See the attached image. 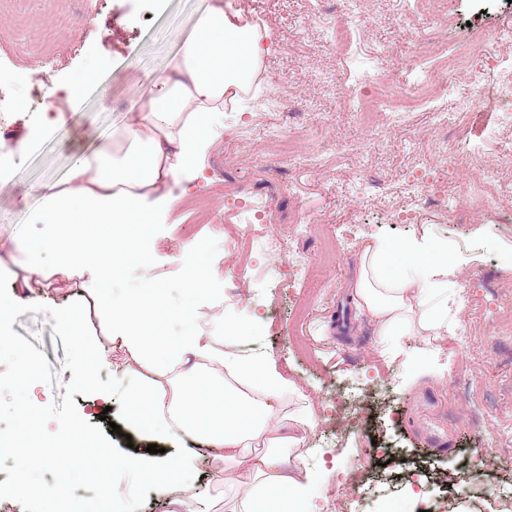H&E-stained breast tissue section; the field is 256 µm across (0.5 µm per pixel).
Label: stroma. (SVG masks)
Instances as JSON below:
<instances>
[{
	"label": "stroma",
	"instance_id": "35a3bbf8",
	"mask_svg": "<svg viewBox=\"0 0 512 512\" xmlns=\"http://www.w3.org/2000/svg\"><path fill=\"white\" fill-rule=\"evenodd\" d=\"M207 0H26L24 12L0 7V91L10 104L0 139L14 145L32 137L48 100L67 115L65 125L37 140L25 161L6 160L11 180L0 189V262L21 272L28 238L43 264L54 251L33 222L47 184L62 180L75 155L107 139L137 104L141 87L166 73L170 59ZM406 0H373L348 9L342 0L321 11L319 0H224L239 20L257 18L265 52L259 77L238 101L224 105V126L204 159V176L189 185L179 207L161 212L147 243L148 263H132L112 285L117 298L135 295L150 279L163 282L170 307L185 300L182 255L203 253L219 270L200 311L223 309L228 322L251 326L228 336L205 317L201 329L224 339L245 358L271 356L279 371L314 399L306 463L318 471L321 494L311 512H512V438L489 444L487 419H474L472 402L456 389L471 383L490 411L512 419V176L498 186L499 204L464 221L405 201L408 181L426 176L430 190L454 187L468 196L476 180L459 157L494 154L505 144L495 131L505 110L493 87L500 49L478 45L474 62L485 74L478 106L462 114L454 100L440 113L419 110L389 121L386 132L365 128L361 113L344 106L362 73L384 67L400 87L408 58L427 47L469 37L474 26L512 27V0H439L447 25L405 20ZM352 12L362 30L355 54L337 55L336 19ZM98 79L80 85L89 68ZM288 92L297 113L267 110L273 92ZM294 139L297 158L268 150L274 139ZM242 202L269 204L266 231L279 242H255L249 225L215 232L211 212L224 190ZM418 211L410 224L395 221L402 205ZM429 237L448 244V286L470 291L472 304L451 303L448 333L427 350L415 336L391 352L351 297L364 241L400 243ZM311 258L306 279L290 282L288 254ZM48 314L20 315L14 331L42 351L54 385L35 384L40 406L62 397L72 378L62 342ZM468 333V348L454 339ZM359 406L357 426L347 424ZM387 447L389 461L368 458ZM487 448L483 460L473 449Z\"/></svg>",
	"mask_w": 512,
	"mask_h": 512
}]
</instances>
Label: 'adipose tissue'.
I'll return each mask as SVG.
<instances>
[{
  "instance_id": "obj_1",
  "label": "adipose tissue",
  "mask_w": 512,
  "mask_h": 512,
  "mask_svg": "<svg viewBox=\"0 0 512 512\" xmlns=\"http://www.w3.org/2000/svg\"><path fill=\"white\" fill-rule=\"evenodd\" d=\"M263 54L260 38L238 25L223 0H210L187 34L167 74L145 86L139 107L106 142L74 158L65 178L47 185L34 214L55 244L52 266L37 259L24 265L26 282L53 275L81 280L88 297L57 307L54 316L83 354L79 372L94 379L110 366L106 353L88 341L83 319L99 313L110 341L147 374L123 393L126 422L152 441L184 435L205 440L224 466V484L198 497L189 494L196 456L187 450L165 458L146 453L111 454L98 479L108 492L99 502L65 500L72 462L53 460L59 480L41 496L64 502L65 512H137L132 497L113 492V474L128 470L165 497L169 512H216L233 497L232 512H308L319 489L318 476L304 462L306 434L316 405L286 379L269 357L243 358L225 351V336L239 335L229 324L224 336L197 330L167 336L170 315L199 320L193 301L218 275L192 251H185V291L177 312L164 305L159 281L136 295L115 300L111 284L128 264L148 262L143 242L154 222L153 204L172 205L174 185L201 176L202 159L218 138L226 101L249 85ZM354 301L372 319L381 342L404 336L424 342L448 333V247L429 240L402 246L375 238L359 254Z\"/></svg>"
}]
</instances>
